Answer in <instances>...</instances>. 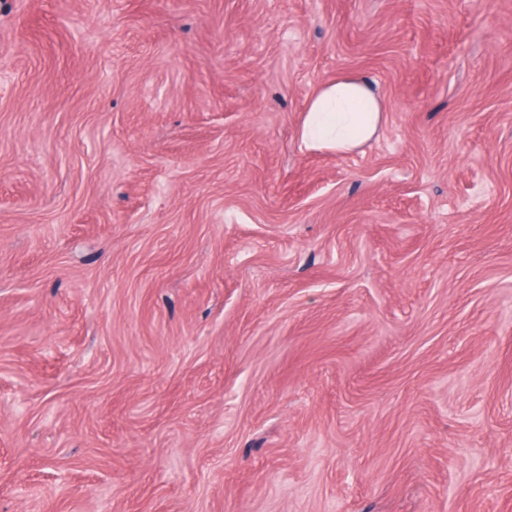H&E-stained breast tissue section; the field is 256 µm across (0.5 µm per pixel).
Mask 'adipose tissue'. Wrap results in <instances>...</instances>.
<instances>
[{"instance_id": "obj_1", "label": "adipose tissue", "mask_w": 512, "mask_h": 512, "mask_svg": "<svg viewBox=\"0 0 512 512\" xmlns=\"http://www.w3.org/2000/svg\"><path fill=\"white\" fill-rule=\"evenodd\" d=\"M383 120L377 89L362 77L341 74L309 94L299 140L302 148L347 156L374 139Z\"/></svg>"}]
</instances>
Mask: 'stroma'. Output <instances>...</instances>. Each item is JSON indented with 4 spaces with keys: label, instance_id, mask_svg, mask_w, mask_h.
Instances as JSON below:
<instances>
[{
    "label": "stroma",
    "instance_id": "35a3bbf8",
    "mask_svg": "<svg viewBox=\"0 0 512 512\" xmlns=\"http://www.w3.org/2000/svg\"><path fill=\"white\" fill-rule=\"evenodd\" d=\"M0 512H512V0H0ZM383 112L378 90L369 82L337 75L309 94L299 125L301 147L350 155L378 135Z\"/></svg>",
    "mask_w": 512,
    "mask_h": 512
}]
</instances>
